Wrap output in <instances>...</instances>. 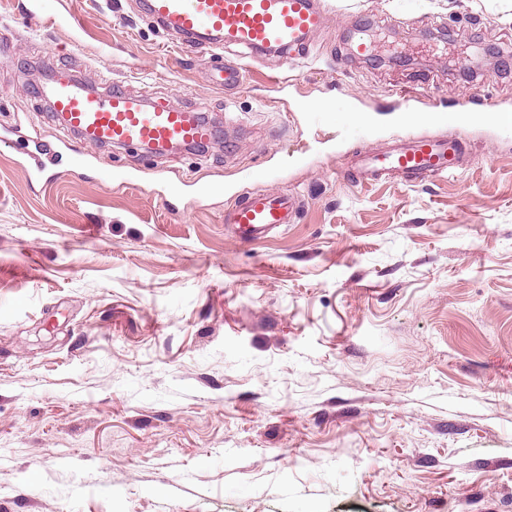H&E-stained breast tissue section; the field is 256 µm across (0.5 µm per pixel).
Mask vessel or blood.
I'll list each match as a JSON object with an SVG mask.
<instances>
[{
    "mask_svg": "<svg viewBox=\"0 0 512 512\" xmlns=\"http://www.w3.org/2000/svg\"><path fill=\"white\" fill-rule=\"evenodd\" d=\"M140 9L164 32L178 37L181 48L215 60L209 78L227 89L241 85L243 69L222 60L224 48L304 50L325 24L318 0H141ZM43 65L49 77L41 92L50 97L65 126L77 132L80 144L72 149L76 160H83L85 148L99 144L141 145L163 154L214 136L213 124L196 110L148 106L119 81L107 93H97L53 58H45ZM356 155L357 181L365 184L389 172L421 180L452 172L460 167L463 153L456 141L410 135L383 150L357 149ZM299 208V200L285 193L256 194L231 200L224 221L246 246L291 223Z\"/></svg>",
    "mask_w": 512,
    "mask_h": 512,
    "instance_id": "b4317fda",
    "label": "vessel or blood"
}]
</instances>
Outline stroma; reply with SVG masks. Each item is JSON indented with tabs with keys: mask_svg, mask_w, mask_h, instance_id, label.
<instances>
[{
	"mask_svg": "<svg viewBox=\"0 0 512 512\" xmlns=\"http://www.w3.org/2000/svg\"><path fill=\"white\" fill-rule=\"evenodd\" d=\"M137 2L0 0V512H512V71L457 70L512 54V0H320L228 91ZM47 56L226 140L74 163ZM405 135L468 162L337 180ZM276 190L295 222L237 243L227 204Z\"/></svg>",
	"mask_w": 512,
	"mask_h": 512,
	"instance_id": "1",
	"label": "stroma"
}]
</instances>
